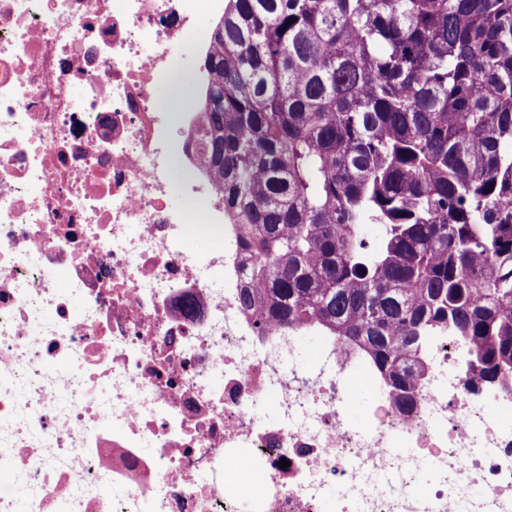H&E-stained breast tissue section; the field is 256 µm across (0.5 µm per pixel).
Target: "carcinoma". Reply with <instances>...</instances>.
I'll use <instances>...</instances> for the list:
<instances>
[{
    "label": "carcinoma",
    "instance_id": "obj_1",
    "mask_svg": "<svg viewBox=\"0 0 512 512\" xmlns=\"http://www.w3.org/2000/svg\"><path fill=\"white\" fill-rule=\"evenodd\" d=\"M204 69L242 309L359 344L398 408L440 333L505 380L512 0H224Z\"/></svg>",
    "mask_w": 512,
    "mask_h": 512
}]
</instances>
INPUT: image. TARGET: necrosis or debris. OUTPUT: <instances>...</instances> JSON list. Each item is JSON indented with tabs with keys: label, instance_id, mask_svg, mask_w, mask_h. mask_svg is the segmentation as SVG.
<instances>
[{
	"label": "necrosis or debris",
	"instance_id": "necrosis-or-debris-1",
	"mask_svg": "<svg viewBox=\"0 0 512 512\" xmlns=\"http://www.w3.org/2000/svg\"><path fill=\"white\" fill-rule=\"evenodd\" d=\"M198 2L0 0V512H512V381L461 338L399 409L356 344L241 310L201 125L153 107Z\"/></svg>",
	"mask_w": 512,
	"mask_h": 512
}]
</instances>
